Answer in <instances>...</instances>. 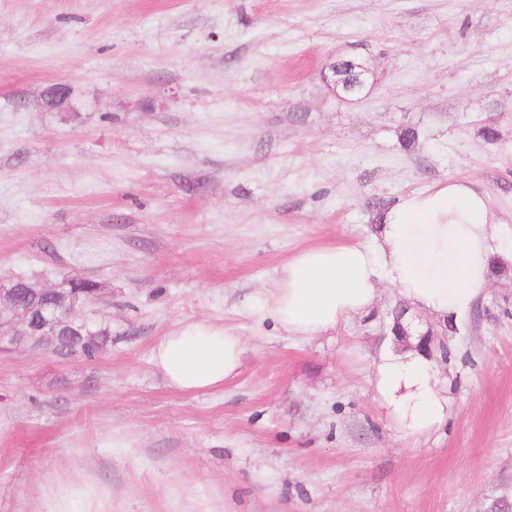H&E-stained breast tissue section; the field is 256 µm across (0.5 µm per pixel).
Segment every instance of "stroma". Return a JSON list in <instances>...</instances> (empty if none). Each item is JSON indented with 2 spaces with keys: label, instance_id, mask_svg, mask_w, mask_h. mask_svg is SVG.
I'll list each match as a JSON object with an SVG mask.
<instances>
[{
  "label": "stroma",
  "instance_id": "1",
  "mask_svg": "<svg viewBox=\"0 0 512 512\" xmlns=\"http://www.w3.org/2000/svg\"><path fill=\"white\" fill-rule=\"evenodd\" d=\"M345 55L363 99L322 80ZM59 81L73 112L40 106ZM453 179L512 228V0H0V277L94 278L112 327L90 361L0 352V512H512V265L455 321L385 285L309 340L246 308L299 250L372 236L369 202ZM195 320L244 353L184 391L152 349ZM429 330L448 418L406 439L372 370ZM347 57L350 56L340 57L325 67L323 71V80L335 91L340 85L338 88L339 94L346 99H359L366 92L368 86V68L364 61L355 58L354 67L341 68L340 79H342V84H340L341 80L337 77L338 74L336 73V69H339V61H353L352 58L345 60Z\"/></svg>",
  "mask_w": 512,
  "mask_h": 512
}]
</instances>
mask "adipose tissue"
<instances>
[{"label":"adipose tissue","instance_id":"adipose-tissue-1","mask_svg":"<svg viewBox=\"0 0 512 512\" xmlns=\"http://www.w3.org/2000/svg\"><path fill=\"white\" fill-rule=\"evenodd\" d=\"M495 255L512 263V233L494 230L486 195L447 182L402 199L370 239L300 250L281 267L274 290L252 295L248 309L289 335L310 339L368 310L384 283L412 304L452 319L487 288ZM243 353L237 332L197 320L164 336L152 360L170 386L191 391L222 384ZM373 385L405 437L422 435L448 416L435 364L419 352L382 357Z\"/></svg>","mask_w":512,"mask_h":512}]
</instances>
